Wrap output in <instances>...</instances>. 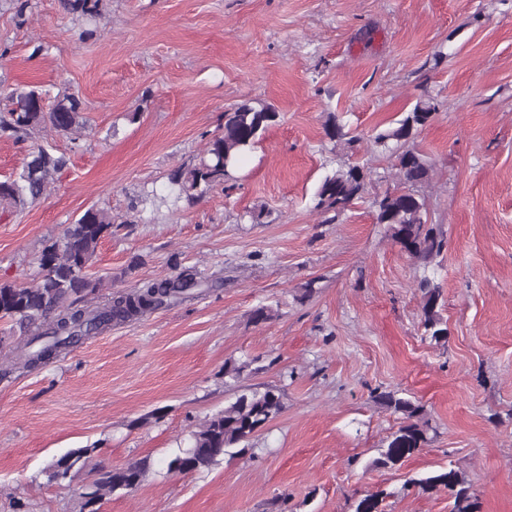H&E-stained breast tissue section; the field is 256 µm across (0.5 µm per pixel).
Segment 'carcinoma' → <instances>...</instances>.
<instances>
[{
  "mask_svg": "<svg viewBox=\"0 0 512 512\" xmlns=\"http://www.w3.org/2000/svg\"><path fill=\"white\" fill-rule=\"evenodd\" d=\"M100 0H61L69 14L101 18ZM47 93L31 85H18L0 92V133L23 142L33 131L50 128L57 133L79 132L87 127L84 103L75 93L56 95L46 103ZM436 105L431 99H421L397 121V126L375 136V143L396 148L397 170L404 190L387 192L375 199L376 223L387 226L392 239L420 267L428 269L444 251L446 234L439 224L423 220L425 199L417 187L429 182L432 166L424 156L409 146L411 140L432 121ZM279 112L267 104L254 105L243 100L224 111L221 131L213 135L201 153L169 174V183L176 195L173 202L194 204L212 190L235 180L240 161L249 155L265 131L276 124ZM325 136L332 142L354 143L333 112L324 122ZM68 165L65 155L53 147H31L21 168L0 181V205L22 210L46 198L55 177ZM371 181V170L359 164L341 165L327 176L314 197V210L323 215L322 223L333 224L350 204L362 197ZM112 213L88 208L73 223L65 225L60 236L46 245L38 257L41 270L39 281L32 286L0 283V321L10 325V331L27 336L15 365L31 369L53 358L83 336L103 331L112 323L128 322L148 312L182 299L201 287L197 274L182 270L162 279L144 282L131 292L117 291L106 303L87 304L100 283L88 273L90 262L101 240L112 232ZM417 288L421 293V327L424 339L436 346L448 342V325L442 316V287L428 275L420 277ZM375 399L399 415L400 425L388 437L375 465L395 468L428 442L426 408L418 400L400 395L399 391H382ZM283 408L282 393L275 387L263 391L250 390L236 396L224 410L200 422L190 431L189 446L166 461L167 473L175 465L183 473L207 468L249 439ZM93 448H74L56 459L48 469L55 481L67 479L68 470L62 464L76 457V470L86 469L93 460ZM151 463L136 460L123 467L98 470L93 490L83 494L82 508L98 512L96 505L117 491L140 486L148 476ZM410 483L424 490H444L452 502L450 512H475L471 484L455 468H444Z\"/></svg>",
  "mask_w": 512,
  "mask_h": 512,
  "instance_id": "1",
  "label": "carcinoma"
}]
</instances>
